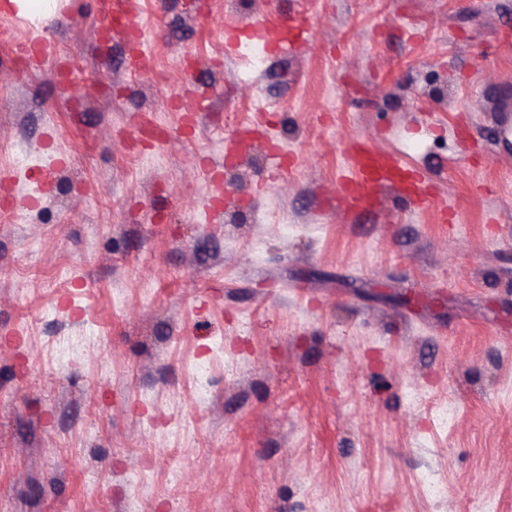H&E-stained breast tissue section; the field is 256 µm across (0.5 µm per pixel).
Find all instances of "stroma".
<instances>
[{
	"label": "stroma",
	"mask_w": 512,
	"mask_h": 512,
	"mask_svg": "<svg viewBox=\"0 0 512 512\" xmlns=\"http://www.w3.org/2000/svg\"><path fill=\"white\" fill-rule=\"evenodd\" d=\"M5 2L0 512H512V0ZM353 168V176L345 179L354 187L347 197V203L353 208L363 207L366 186L393 183L402 171L397 158L366 146H361L354 154Z\"/></svg>",
	"instance_id": "1"
}]
</instances>
